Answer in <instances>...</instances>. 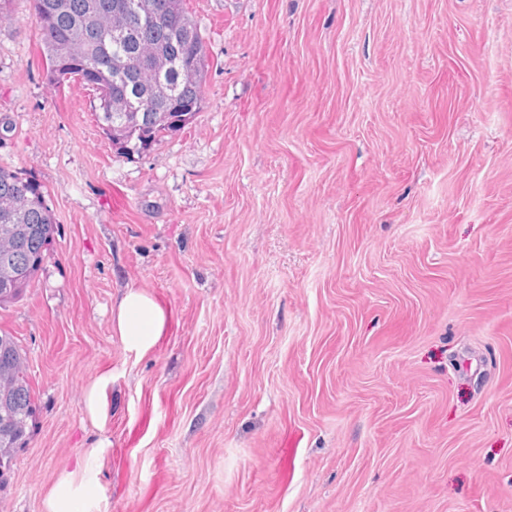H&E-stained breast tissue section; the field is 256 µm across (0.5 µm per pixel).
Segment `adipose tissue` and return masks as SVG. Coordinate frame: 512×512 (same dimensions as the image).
Masks as SVG:
<instances>
[{"instance_id":"1","label":"adipose tissue","mask_w":512,"mask_h":512,"mask_svg":"<svg viewBox=\"0 0 512 512\" xmlns=\"http://www.w3.org/2000/svg\"><path fill=\"white\" fill-rule=\"evenodd\" d=\"M170 327L168 308L153 295L128 289L112 311V330L127 351L142 358L151 354ZM103 442L84 449L74 470L59 473L43 500L44 512H100L99 462Z\"/></svg>"}]
</instances>
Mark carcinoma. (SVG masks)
<instances>
[{
  "label": "carcinoma",
  "mask_w": 512,
  "mask_h": 512,
  "mask_svg": "<svg viewBox=\"0 0 512 512\" xmlns=\"http://www.w3.org/2000/svg\"><path fill=\"white\" fill-rule=\"evenodd\" d=\"M45 84L96 94L99 127L130 159L180 132L204 109L205 37L185 0H29ZM57 222L33 176L0 165V307L22 297L50 253ZM0 487L35 426L38 405L17 339L0 332Z\"/></svg>",
  "instance_id": "1"
}]
</instances>
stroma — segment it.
Returning a JSON list of instances; mask_svg holds the SVG:
<instances>
[{
  "label": "stroma",
  "mask_w": 512,
  "mask_h": 512,
  "mask_svg": "<svg viewBox=\"0 0 512 512\" xmlns=\"http://www.w3.org/2000/svg\"><path fill=\"white\" fill-rule=\"evenodd\" d=\"M186 3L206 105L130 160L0 23V165L58 221L0 308L39 407L0 512L100 438L102 512H512V0ZM130 288L170 311L142 359ZM169 327V309L143 290L128 289L112 311L113 332L138 358L151 354ZM111 379L112 374L106 372L85 392V409L88 415L93 419L98 418L104 411L106 406L105 390Z\"/></svg>",
  "instance_id": "stroma-1"
}]
</instances>
